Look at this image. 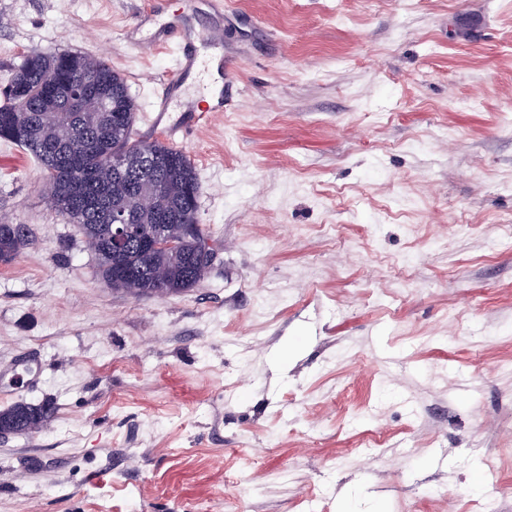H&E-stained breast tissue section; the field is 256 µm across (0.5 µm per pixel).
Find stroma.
<instances>
[{"label": "stroma", "mask_w": 512, "mask_h": 512, "mask_svg": "<svg viewBox=\"0 0 512 512\" xmlns=\"http://www.w3.org/2000/svg\"><path fill=\"white\" fill-rule=\"evenodd\" d=\"M221 27L224 109L155 102L172 18ZM107 60L132 137L193 162L198 286L94 274L36 161L0 139V512H512V0H0L22 55ZM30 230L24 224H0V261L14 260L29 244ZM0 413V437L32 432L43 426L51 417V409L44 403H15Z\"/></svg>", "instance_id": "obj_1"}]
</instances>
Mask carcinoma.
I'll return each mask as SVG.
<instances>
[{
    "instance_id": "obj_1",
    "label": "carcinoma",
    "mask_w": 512,
    "mask_h": 512,
    "mask_svg": "<svg viewBox=\"0 0 512 512\" xmlns=\"http://www.w3.org/2000/svg\"><path fill=\"white\" fill-rule=\"evenodd\" d=\"M72 80L84 88L72 104L56 102L54 81ZM137 106L127 95L124 76L106 61L82 52H29L7 79L0 104V138L37 161L41 183L55 209L78 225L97 260L96 275L115 290L133 295H169L197 286L206 277L211 256L198 247L207 237L198 223L196 169L180 149L161 141L133 142ZM102 152H90V143ZM143 195L153 207L139 206ZM126 206V222L149 230L164 225L172 249L145 258L146 273L122 279L112 265L105 207ZM24 224H0V261L15 259L29 244ZM51 417L44 403H15L0 411V435L32 432Z\"/></svg>"
}]
</instances>
